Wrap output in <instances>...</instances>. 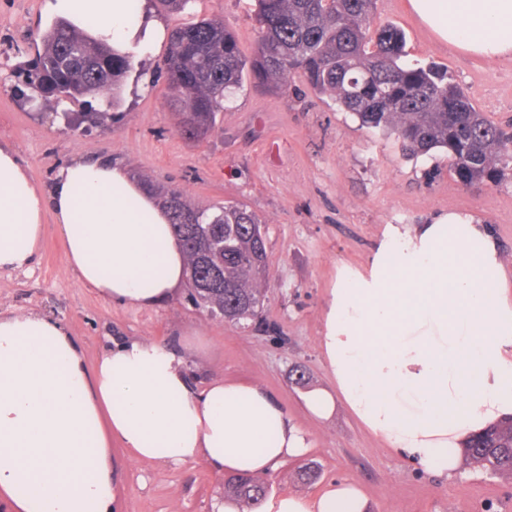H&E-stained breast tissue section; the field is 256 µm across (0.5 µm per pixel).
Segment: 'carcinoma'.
I'll return each instance as SVG.
<instances>
[{
  "mask_svg": "<svg viewBox=\"0 0 512 512\" xmlns=\"http://www.w3.org/2000/svg\"><path fill=\"white\" fill-rule=\"evenodd\" d=\"M260 36L242 53L224 19L211 17L176 28L163 60L181 135L199 141L214 129L224 98L245 80L269 91L288 90L296 75L330 95L361 125L393 135L408 156L448 154L464 185L497 183L512 165V133L479 111L445 68L407 60L405 32L375 23V0H256ZM42 52L17 67L14 92L25 100H84L82 121L105 126L113 116L87 97L112 90L117 104L134 56L85 38L58 21L41 36ZM166 210L187 261L189 298L197 307L242 328L263 308L260 281L267 273L261 223L242 204L199 208L177 190L145 183ZM465 460L494 472H512V419L463 443ZM236 500L259 503L263 484L248 476L227 480Z\"/></svg>",
  "mask_w": 512,
  "mask_h": 512,
  "instance_id": "obj_1",
  "label": "carcinoma"
}]
</instances>
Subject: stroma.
<instances>
[{
  "instance_id": "1",
  "label": "stroma",
  "mask_w": 512,
  "mask_h": 512,
  "mask_svg": "<svg viewBox=\"0 0 512 512\" xmlns=\"http://www.w3.org/2000/svg\"><path fill=\"white\" fill-rule=\"evenodd\" d=\"M41 4L0 0V143L16 150L42 188L73 156L109 157L134 178L180 191L193 206L246 205L266 235L268 277L263 309L247 329L195 307L184 286L152 308L105 301L77 282L49 223L31 271L0 270V312L55 316L90 365L108 339H144L185 352L199 381L265 386L309 440L302 457L263 476L269 493L314 494L344 480L362 488L373 512H512V477L466 463L452 478L432 476L392 454L344 405L319 421L303 400L311 389L334 386L319 341L338 267L366 266L388 225L411 231L458 211L488 224L512 274V179L466 187L450 174L445 152L404 155L395 138L361 127L332 97L296 76L278 93L244 84L225 99L209 136L188 141L176 128L157 68L168 50L164 43L136 59L111 127L74 129L62 113L25 104L8 76L42 47L39 36L48 24ZM254 9V0H191L185 10L157 17L169 31L223 18L248 55L258 37ZM376 17L404 30L411 61L448 67L480 111L512 123V57L486 61L448 47L411 14L408 0H377ZM112 462L118 512H213L225 499V474L202 461L137 462L116 443ZM306 467L315 473L309 483L298 478Z\"/></svg>"
}]
</instances>
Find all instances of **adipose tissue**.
I'll list each match as a JSON object with an SVG mask.
<instances>
[{
  "mask_svg": "<svg viewBox=\"0 0 512 512\" xmlns=\"http://www.w3.org/2000/svg\"><path fill=\"white\" fill-rule=\"evenodd\" d=\"M408 4L442 43L512 56V0ZM42 10L122 53L166 37L143 0H43ZM49 222L70 271L103 300L152 307L185 278L166 215L126 168L77 156L44 192L0 145V270H30ZM320 347L336 388L307 393L312 417L344 403L396 454L453 475L463 442L512 416V279L497 240L458 212L412 233L389 228L367 267L340 269ZM116 440L136 461L201 460L254 477L308 447L261 384L195 383L183 353L145 340L112 343L90 366L54 316L0 314V512H114ZM369 510L347 482L272 495L261 508Z\"/></svg>",
  "mask_w": 512,
  "mask_h": 512,
  "instance_id": "1",
  "label": "adipose tissue"
}]
</instances>
